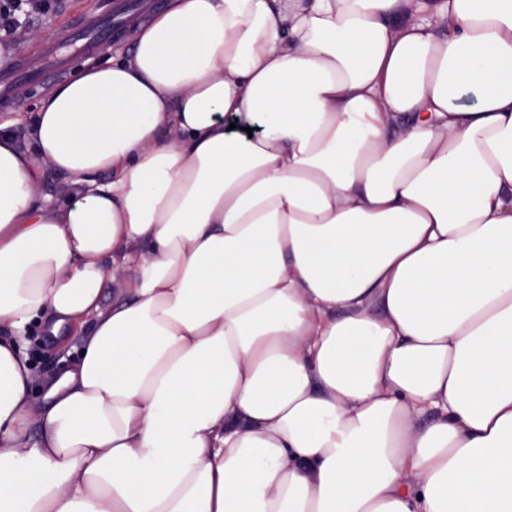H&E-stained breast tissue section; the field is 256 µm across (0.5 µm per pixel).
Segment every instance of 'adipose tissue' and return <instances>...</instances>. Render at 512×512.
Here are the masks:
<instances>
[{
  "mask_svg": "<svg viewBox=\"0 0 512 512\" xmlns=\"http://www.w3.org/2000/svg\"><path fill=\"white\" fill-rule=\"evenodd\" d=\"M29 136L0 512H512V0H168ZM40 176L36 191L40 196H49L53 200L63 201L75 196L81 189L80 185L73 184L70 179L55 172L47 162L39 161ZM46 336L41 324H33L24 339V351L28 355L32 370L33 409L42 406L46 383L78 358V353L74 350L78 343L76 338L63 346L51 347Z\"/></svg>",
  "mask_w": 512,
  "mask_h": 512,
  "instance_id": "ef3b65f1",
  "label": "adipose tissue"
}]
</instances>
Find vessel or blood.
Returning <instances> with one entry per match:
<instances>
[{"label": "vessel or blood", "mask_w": 512, "mask_h": 512, "mask_svg": "<svg viewBox=\"0 0 512 512\" xmlns=\"http://www.w3.org/2000/svg\"><path fill=\"white\" fill-rule=\"evenodd\" d=\"M111 34L112 5L110 0H102L99 12L80 29L46 38L33 55L21 58L10 74L0 77V102L16 103L20 88L30 79H49L65 67L67 51H90Z\"/></svg>", "instance_id": "obj_1"}]
</instances>
